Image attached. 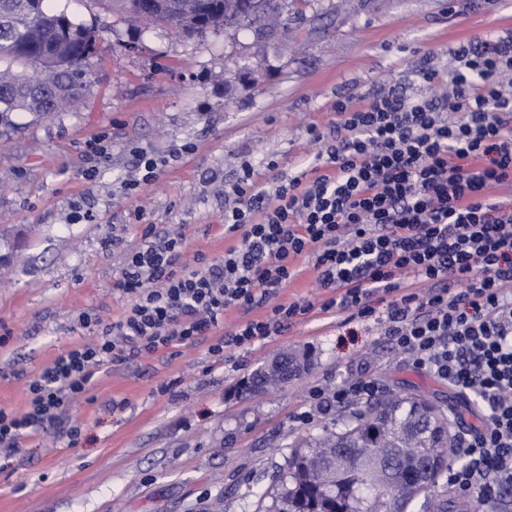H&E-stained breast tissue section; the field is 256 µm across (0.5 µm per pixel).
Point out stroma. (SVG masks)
<instances>
[{
    "mask_svg": "<svg viewBox=\"0 0 512 512\" xmlns=\"http://www.w3.org/2000/svg\"><path fill=\"white\" fill-rule=\"evenodd\" d=\"M56 6L95 29L99 55L73 111L18 113L0 127V406L13 409L43 366L94 340L82 316L121 313L116 283L145 225L181 229L188 266L222 257L224 184L243 165L256 190L271 189L268 162L295 174L317 151L309 127L327 129L334 101L393 86L416 93L420 69L448 66L450 48L512 32V0H302L295 41L258 57L248 35L188 38L141 30L95 0ZM97 137L107 153L88 179L86 144ZM138 151L165 165L131 193ZM76 204L94 221L68 223ZM286 352L306 359L304 371L251 390L254 372ZM361 374L377 383L374 404L419 394L480 423L378 328L313 314L228 362L203 342L113 364L69 409L82 426L76 446L43 432L0 470V512H275L290 448L353 412L315 410L310 389Z\"/></svg>",
    "mask_w": 512,
    "mask_h": 512,
    "instance_id": "1",
    "label": "stroma"
}]
</instances>
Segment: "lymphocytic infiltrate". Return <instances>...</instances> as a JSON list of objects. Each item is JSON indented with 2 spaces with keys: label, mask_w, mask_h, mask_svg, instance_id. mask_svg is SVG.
I'll use <instances>...</instances> for the list:
<instances>
[{
  "label": "lymphocytic infiltrate",
  "mask_w": 512,
  "mask_h": 512,
  "mask_svg": "<svg viewBox=\"0 0 512 512\" xmlns=\"http://www.w3.org/2000/svg\"><path fill=\"white\" fill-rule=\"evenodd\" d=\"M420 78L429 94L334 102L313 162L272 191L249 168L226 184L222 258L181 265L183 233L146 226L124 260L120 316L44 366L25 409L0 407V456L49 429L76 445L68 409L112 362L196 344L226 311L263 305L209 354L251 350L313 313L379 326L417 368L479 399L482 426L455 446L448 486L497 501L512 487V205L496 196L512 188V34L459 46ZM303 256L322 298L278 301Z\"/></svg>",
  "instance_id": "1"
}]
</instances>
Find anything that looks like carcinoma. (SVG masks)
<instances>
[{"mask_svg": "<svg viewBox=\"0 0 512 512\" xmlns=\"http://www.w3.org/2000/svg\"><path fill=\"white\" fill-rule=\"evenodd\" d=\"M126 21L185 36L224 28L230 38L254 23L293 35L290 11L276 0H99ZM97 34L54 8V0H0V126L15 112L36 119L73 109L89 88ZM425 400L396 396L379 409L358 411L343 431H324L288 456L279 479L277 512H407L435 485L441 467L427 454L447 436L429 428Z\"/></svg>", "mask_w": 512, "mask_h": 512, "instance_id": "cac0c4a2", "label": "carcinoma"}]
</instances>
